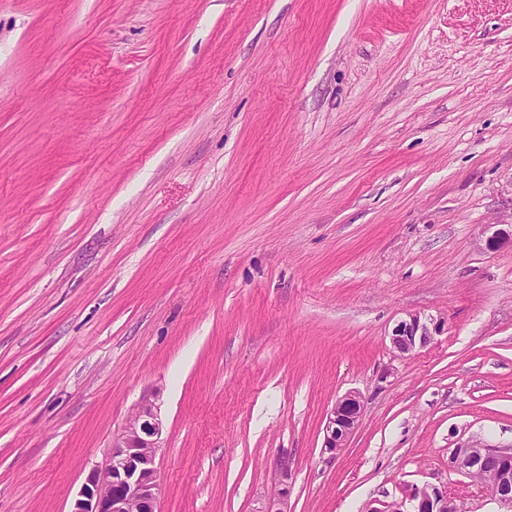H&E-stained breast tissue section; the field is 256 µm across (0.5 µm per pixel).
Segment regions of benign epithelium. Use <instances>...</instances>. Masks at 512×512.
<instances>
[{
  "label": "benign epithelium",
  "mask_w": 512,
  "mask_h": 512,
  "mask_svg": "<svg viewBox=\"0 0 512 512\" xmlns=\"http://www.w3.org/2000/svg\"><path fill=\"white\" fill-rule=\"evenodd\" d=\"M440 331V323L417 313H408L392 330V348L408 355L427 346ZM359 393L348 392L336 399L326 414L323 450L340 452L359 424L363 413ZM163 420L156 401L143 398L112 441L109 464L92 468L71 512H155L159 483L155 460L163 447ZM278 489L263 512H288L291 463L280 457L276 462ZM448 471L469 477H480L498 502L512 508V448H500L478 441L459 445L448 453ZM462 507L448 492L437 487H424L404 501L391 503L369 512H461Z\"/></svg>",
  "instance_id": "7a95c632"
}]
</instances>
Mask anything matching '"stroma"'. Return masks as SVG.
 I'll list each match as a JSON object with an SVG mask.
<instances>
[{"mask_svg": "<svg viewBox=\"0 0 512 512\" xmlns=\"http://www.w3.org/2000/svg\"><path fill=\"white\" fill-rule=\"evenodd\" d=\"M497 228L512 0H0V512H69L153 394L156 512H260L282 456L289 512H500L448 470L512 448ZM439 331L438 320L422 318L417 313H407L393 328L390 342L400 355H409L417 348L427 346ZM363 401L358 392L351 391L336 399L326 414L324 425V451L339 453L359 424L363 413ZM411 508L406 506V500L388 504L384 509L372 508L368 512H459L461 504L448 496V491L437 487H423L409 499Z\"/></svg>", "mask_w": 512, "mask_h": 512, "instance_id": "1", "label": "stroma"}]
</instances>
